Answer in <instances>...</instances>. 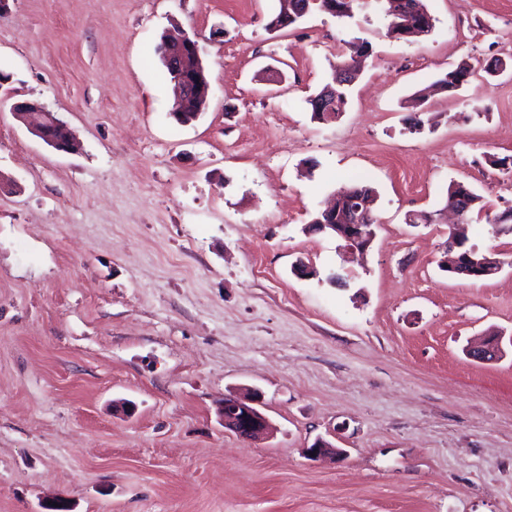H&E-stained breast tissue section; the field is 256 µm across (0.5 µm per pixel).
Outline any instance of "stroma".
<instances>
[{
  "label": "stroma",
  "instance_id": "obj_1",
  "mask_svg": "<svg viewBox=\"0 0 512 512\" xmlns=\"http://www.w3.org/2000/svg\"><path fill=\"white\" fill-rule=\"evenodd\" d=\"M424 3L432 30L399 39L375 8L272 31L279 0H7L0 99L81 148L0 109V512H512V233L488 222L512 208V0ZM175 23L211 88L187 126L155 54ZM358 40L344 111L313 120ZM353 181L378 228L347 259L305 227ZM454 183L482 199L466 244L506 260L493 277L441 270L446 221H407ZM491 331L503 357L469 359ZM246 388L258 441L220 417ZM319 439L344 457L310 458ZM11 110L34 136L57 151L73 153L78 149V142L68 124L41 103L16 101L12 103Z\"/></svg>",
  "mask_w": 512,
  "mask_h": 512
}]
</instances>
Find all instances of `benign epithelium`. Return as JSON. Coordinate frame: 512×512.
Wrapping results in <instances>:
<instances>
[{
	"instance_id": "obj_1",
	"label": "benign epithelium",
	"mask_w": 512,
	"mask_h": 512,
	"mask_svg": "<svg viewBox=\"0 0 512 512\" xmlns=\"http://www.w3.org/2000/svg\"><path fill=\"white\" fill-rule=\"evenodd\" d=\"M164 44L165 63L174 72L173 83L180 97V105L172 116L187 125L195 121L209 103L210 83L200 54L199 37L195 33L184 32L178 37L166 39ZM11 110L14 117L34 136L54 149L66 153L78 149V142L68 124L44 105L26 100L16 101L12 103ZM334 220L336 205L333 204L321 211L315 222L320 230L334 233L343 242L344 250L364 252L369 249L375 238L369 212L359 213L354 220L341 224L334 223ZM503 265L504 261L495 256L449 263L452 274L467 278L496 275ZM467 354L476 361L484 362L496 359L501 350L498 342L490 340L469 347ZM259 402V394L249 389L239 395L224 397V427L247 440L264 436L269 429V422L257 408Z\"/></svg>"
}]
</instances>
